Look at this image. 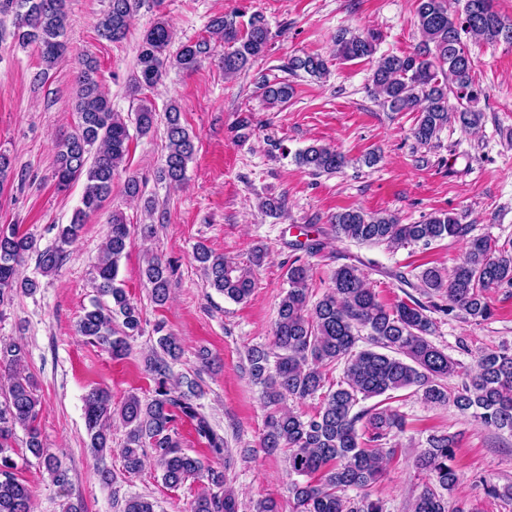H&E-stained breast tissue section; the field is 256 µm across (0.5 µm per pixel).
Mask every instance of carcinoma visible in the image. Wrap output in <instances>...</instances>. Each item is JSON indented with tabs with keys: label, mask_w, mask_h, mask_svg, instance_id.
Returning a JSON list of instances; mask_svg holds the SVG:
<instances>
[{
	"label": "carcinoma",
	"mask_w": 512,
	"mask_h": 512,
	"mask_svg": "<svg viewBox=\"0 0 512 512\" xmlns=\"http://www.w3.org/2000/svg\"><path fill=\"white\" fill-rule=\"evenodd\" d=\"M141 0H108V7L97 20L100 37L118 42L128 33ZM0 13L16 18L15 40L22 47L36 48L41 69L36 79L66 59L65 41L67 0H0ZM415 16L421 41L411 54L381 56L372 72V83L393 112H418L412 129L417 143L437 139L442 129L456 121L464 129L477 126L483 112L475 109L485 91L475 79L474 62L461 34L494 46L512 43V19L503 16L494 0H465L462 9L452 0H416ZM211 34L224 40V75L245 72L266 52L272 34L265 16L253 13L245 28L233 16L211 21ZM172 31L157 19L143 34L138 46L136 74L132 89L155 86L166 66L183 71L196 70L210 55L206 38L181 45L170 55ZM336 58L344 61L372 59L376 53L374 36L347 29L336 33ZM293 75L302 71L321 79L328 74L327 61L318 54L295 56L288 63ZM270 105L286 102L294 88L286 80L260 81ZM463 106L449 111L448 94ZM74 133L57 144L55 179L61 189L84 180L81 206L71 222L59 230L55 246L37 253V266L44 276L58 271L65 258V246L78 236L86 219L99 212L112 194L115 173L125 163L130 134L121 113L112 111L111 100L98 79L96 61L86 57L76 75ZM168 151L159 177L171 184L181 183L195 152V136L181 123L179 109L172 105L165 113ZM155 124V110L144 102L136 112V129L143 136ZM296 162L314 175L333 174L347 163L336 149L313 144L296 154ZM336 235L359 244L390 247L411 242L428 246L445 238H464L468 226L451 213H438L421 224H401L392 214L346 209L333 217ZM130 238L129 225L118 213L112 214L110 229L97 269L99 298L79 320L77 332L89 342L104 347L114 359L128 352V339L142 330V313L118 283L119 262ZM34 248L33 239L14 225L0 226V304L22 287L32 292L33 280L21 281L18 266ZM194 259L204 270L209 285L224 297L247 301L256 287L253 272L240 267L203 245L196 247ZM173 267L152 258L143 277L158 306L169 299ZM311 267L297 255L288 264V291L282 297L269 346L247 348L246 372L262 387L264 403L279 406L288 400L321 397L312 414L278 410L267 423L260 447L268 454L283 452L288 464L289 499L292 512H384L382 501L369 489L381 481L384 460L395 453L382 442L401 431L404 420L397 411L379 401L356 410L360 402L377 397L391 399L393 393L415 388L431 404L453 402L463 413H472L483 424L512 433V350L502 347L481 354L476 369L454 392L444 380L456 372L458 363L430 340L436 330L433 313L454 312L468 321L489 320L493 311L486 290L512 285V249L497 247L485 237L469 239L461 261L452 273L444 275L436 267L420 272L423 293L448 300L442 305H425L417 299L388 307L369 288L357 266L344 264L331 276L322 297L309 304ZM157 348L148 360L154 381L153 395L147 400L135 394L112 409V396L103 389L91 390L84 403V417L90 447L96 452L109 448L108 428L117 415L127 428L121 450L129 473L143 466L146 449H151L162 471L164 483L178 487L190 478L205 487L189 502L187 512H239L238 499L226 483L224 470L206 467L202 461L180 448L174 437L175 425L187 420L198 439L212 454H228L224 436L217 433L200 412L192 395L178 390L170 374L178 360L180 340L164 327L156 326ZM364 340L368 347L361 348ZM25 348L10 339H0V370L15 372L8 395L0 402V512H32L31 492L14 474L10 454L16 427L26 430V448L48 472L54 483L65 486L68 471L55 454L42 443L36 421L41 401L33 380L21 374ZM343 366V377L336 386L327 385V368ZM456 439L446 433L432 434L428 448L414 460L429 484L416 497L412 512H466L451 495L458 484L452 465ZM356 495L351 496L349 492Z\"/></svg>",
	"instance_id": "carcinoma-1"
}]
</instances>
